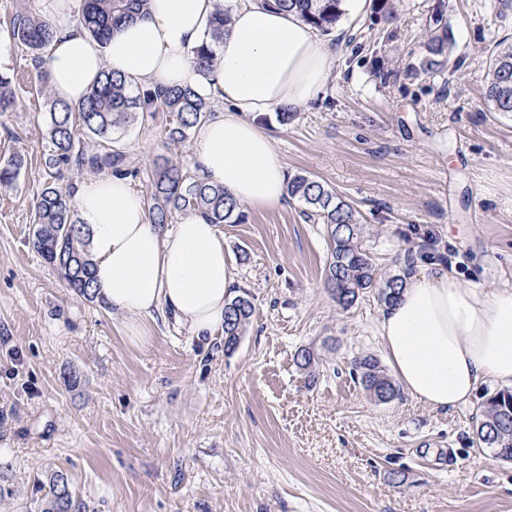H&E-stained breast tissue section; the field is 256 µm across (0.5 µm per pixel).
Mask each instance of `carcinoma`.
I'll list each match as a JSON object with an SVG mask.
<instances>
[{
    "label": "carcinoma",
    "instance_id": "cac0c4a2",
    "mask_svg": "<svg viewBox=\"0 0 512 512\" xmlns=\"http://www.w3.org/2000/svg\"><path fill=\"white\" fill-rule=\"evenodd\" d=\"M344 0H260L274 9L294 13L317 31L326 33L344 14ZM149 0H82L76 23L90 34L107 38L121 22L141 14ZM444 15L435 13L423 43L421 70H443L450 47ZM230 21L229 8L218 7L212 20L209 41L195 51V63L208 75L217 60V46L224 41ZM0 29L10 42L26 52L37 70L45 96L44 157L47 177L31 213L33 230L29 244L42 260L63 279L68 288L86 301L98 300L93 291L92 255L89 229L81 224L75 208V188L60 183L68 169L89 174H121L135 177L136 161L121 144L128 127L150 125L157 113L171 117L167 131L170 144L184 142L192 131L211 116L210 101L189 87L163 91L134 90L119 74L104 70L84 101L77 107L57 98L42 70L46 48L54 39L52 26L32 6L0 21ZM484 102L491 112L512 114V42L494 44L486 60ZM16 92L8 77H0V112L14 109ZM24 157L15 154L0 164V188L15 185ZM288 197L302 206L303 215L324 225L330 260L325 267V283L332 298L343 309L352 307L360 294L379 287V296L390 305L397 299L409 268L378 282V269L364 247L365 225L359 211L335 190L307 175L288 180ZM147 211L153 224L163 226L176 213L197 216L209 224H237L242 219L239 204L224 186L192 178L182 168L165 159L155 163L148 177ZM254 314L249 294L229 298L224 312V351L234 350ZM359 384L380 402L398 396L391 379L379 362L366 357L356 364ZM476 440L482 448L494 449L498 458L512 461V391L501 390L490 397L476 427ZM40 512H89V506L71 487L67 473L47 470L34 477Z\"/></svg>",
    "mask_w": 512,
    "mask_h": 512
}]
</instances>
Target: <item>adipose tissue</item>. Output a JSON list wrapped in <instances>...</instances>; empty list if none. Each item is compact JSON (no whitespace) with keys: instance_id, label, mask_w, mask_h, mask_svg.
Listing matches in <instances>:
<instances>
[{"instance_id":"ef3b65f1","label":"adipose tissue","mask_w":512,"mask_h":512,"mask_svg":"<svg viewBox=\"0 0 512 512\" xmlns=\"http://www.w3.org/2000/svg\"><path fill=\"white\" fill-rule=\"evenodd\" d=\"M38 2L55 31L45 69L58 98L79 105L109 68L132 83L188 86L219 100L223 113L197 129L200 177L254 209L283 203L287 168L257 119L281 106L306 107L325 92L336 56L311 26L258 0H229L231 29L204 76L194 50L220 0H149L144 15L105 43L76 26V0ZM74 201L90 230L95 292L123 318L129 343L148 341L147 323L159 314L197 336L223 327L234 278L218 225L195 216L170 228L152 224L122 176L83 181ZM377 330L400 388L430 409L464 405L487 382L512 387V284L484 288L437 264L417 268Z\"/></svg>"}]
</instances>
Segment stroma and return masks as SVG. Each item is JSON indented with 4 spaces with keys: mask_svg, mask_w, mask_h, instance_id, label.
<instances>
[{
    "mask_svg": "<svg viewBox=\"0 0 512 512\" xmlns=\"http://www.w3.org/2000/svg\"><path fill=\"white\" fill-rule=\"evenodd\" d=\"M374 0L322 40L337 53L326 93L295 118L259 119L289 175L327 184L359 210L380 275L407 252L468 284H512V115L488 111L486 58L512 41L499 0ZM442 10L449 64L424 73L427 21ZM16 111L0 113V158L24 154L0 189V512H38L35 474L66 472L92 512H512V462L476 444L483 384L466 406L369 397L356 359H383L377 289L340 309L324 286L323 225L292 199L241 206L224 249L255 315L233 351L224 332L171 323L136 347L104 303L73 295L28 244L45 178L44 98L26 53L0 38ZM170 117L123 137L141 173L166 156L192 169L195 138L170 145ZM312 368L297 360L301 350ZM81 379L66 381L70 370Z\"/></svg>",
    "mask_w": 512,
    "mask_h": 512,
    "instance_id": "obj_1",
    "label": "stroma"
}]
</instances>
